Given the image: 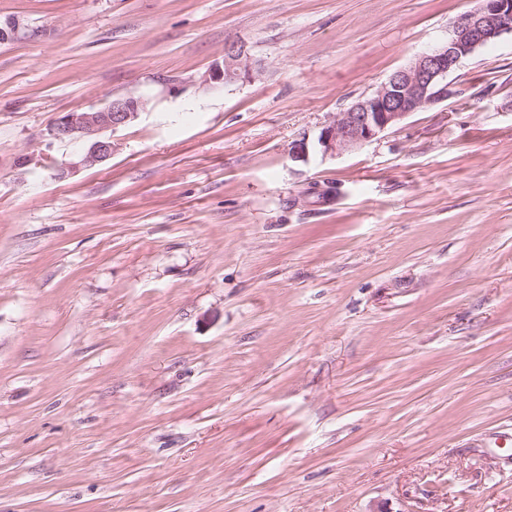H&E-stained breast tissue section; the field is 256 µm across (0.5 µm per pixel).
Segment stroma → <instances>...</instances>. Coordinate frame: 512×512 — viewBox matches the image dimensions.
Here are the masks:
<instances>
[{"label": "stroma", "mask_w": 512, "mask_h": 512, "mask_svg": "<svg viewBox=\"0 0 512 512\" xmlns=\"http://www.w3.org/2000/svg\"><path fill=\"white\" fill-rule=\"evenodd\" d=\"M476 4L0 0V512H512V34L316 147ZM44 35L38 27H32L17 17L0 20V44L30 41ZM249 57L243 44L232 42L224 48L222 62L212 64L200 77V86L215 90L252 77ZM146 101L135 97H116L100 107L58 116L49 128L53 140L67 141L82 147L79 165L94 166L112 157L114 143L107 131H116L136 120Z\"/></svg>", "instance_id": "1"}]
</instances>
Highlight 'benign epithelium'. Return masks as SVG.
Returning a JSON list of instances; mask_svg holds the SVG:
<instances>
[{
  "instance_id": "obj_1",
  "label": "benign epithelium",
  "mask_w": 512,
  "mask_h": 512,
  "mask_svg": "<svg viewBox=\"0 0 512 512\" xmlns=\"http://www.w3.org/2000/svg\"><path fill=\"white\" fill-rule=\"evenodd\" d=\"M512 32V0H480L477 8L459 16L448 38L419 54L407 66L394 71L369 96L358 99L322 128L317 143L325 156H339L376 140L386 130L404 121L411 113L448 99V74L465 57L505 33ZM44 35L17 17L0 20V44L30 41ZM252 77L249 57L243 44L232 42L224 48V58L212 64L200 77V86L215 90ZM146 101L116 97L100 107L58 116L49 136L82 147L79 164L94 166L112 157L114 143L108 131L136 120Z\"/></svg>"
}]
</instances>
